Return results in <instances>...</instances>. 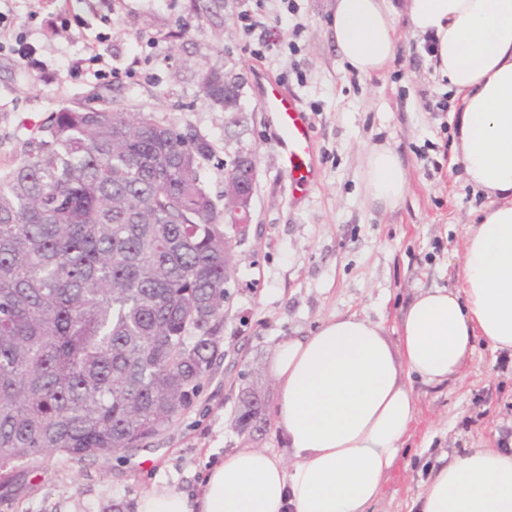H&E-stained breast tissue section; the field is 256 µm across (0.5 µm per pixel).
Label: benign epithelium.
Instances as JSON below:
<instances>
[{"instance_id": "1", "label": "benign epithelium", "mask_w": 512, "mask_h": 512, "mask_svg": "<svg viewBox=\"0 0 512 512\" xmlns=\"http://www.w3.org/2000/svg\"><path fill=\"white\" fill-rule=\"evenodd\" d=\"M219 84L224 88L219 105L226 112H234L240 106V86L226 75H218ZM234 176L224 179V241L236 242L246 233L250 220V205L257 177L253 156L239 153L230 162Z\"/></svg>"}]
</instances>
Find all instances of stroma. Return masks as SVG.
I'll return each instance as SVG.
<instances>
[{"label": "stroma", "instance_id": "obj_1", "mask_svg": "<svg viewBox=\"0 0 512 512\" xmlns=\"http://www.w3.org/2000/svg\"><path fill=\"white\" fill-rule=\"evenodd\" d=\"M285 44L253 55L256 37L239 27L242 7ZM333 0H69L71 29L54 28L43 0H0L26 26L47 74L85 57V44L110 34L112 81L89 74L37 83L0 57V172L16 164L39 128L62 108L116 104L153 114L205 137L212 155L203 181L224 202V165L252 153L257 180L251 220L233 249L221 349L193 405L126 461L59 457L28 467L19 487L0 485V512H134L155 483L197 492L207 465L241 448L283 455L269 362L285 339L311 334L325 319L356 313L395 337L399 315L420 290L459 285L463 227L485 202L452 159L458 102L434 77L421 37L398 23L395 57L383 73L360 77L340 58L330 27ZM241 84L240 107L227 112L203 98L204 73ZM275 78L312 126L317 176L294 187L280 161L277 132L260 95ZM386 144L406 172L395 207L364 192L366 153ZM417 417L373 512H410L440 452L499 447L512 436V355L477 342L466 376L414 386ZM261 411L237 426L246 395Z\"/></svg>", "mask_w": 512, "mask_h": 512}]
</instances>
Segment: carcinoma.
I'll use <instances>...</instances> for the list:
<instances>
[{"label": "carcinoma", "mask_w": 512, "mask_h": 512, "mask_svg": "<svg viewBox=\"0 0 512 512\" xmlns=\"http://www.w3.org/2000/svg\"><path fill=\"white\" fill-rule=\"evenodd\" d=\"M151 118L63 108L0 173L3 476L128 452L212 375L233 262L207 147Z\"/></svg>", "instance_id": "obj_1"}]
</instances>
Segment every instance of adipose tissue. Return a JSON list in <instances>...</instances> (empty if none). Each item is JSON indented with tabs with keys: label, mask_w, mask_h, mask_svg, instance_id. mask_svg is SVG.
I'll return each mask as SVG.
<instances>
[{
	"label": "adipose tissue",
	"mask_w": 512,
	"mask_h": 512,
	"mask_svg": "<svg viewBox=\"0 0 512 512\" xmlns=\"http://www.w3.org/2000/svg\"><path fill=\"white\" fill-rule=\"evenodd\" d=\"M402 16L430 40L429 65L460 101L455 157L489 200L463 229L460 286L415 296L393 341L350 314L282 342L270 373L287 457L240 449L208 468L195 496L154 484L136 512H370L414 420V382L463 378L480 337L512 353V0H335L338 54L358 75L385 70ZM364 187L372 202L402 200L391 148L367 154ZM414 506L512 512V448L439 455Z\"/></svg>",
	"instance_id": "1"
}]
</instances>
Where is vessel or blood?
Wrapping results in <instances>:
<instances>
[{"label": "vessel or blood", "mask_w": 512, "mask_h": 512, "mask_svg": "<svg viewBox=\"0 0 512 512\" xmlns=\"http://www.w3.org/2000/svg\"><path fill=\"white\" fill-rule=\"evenodd\" d=\"M262 106L277 130V146L289 180L297 186L310 184L316 173L315 146L306 113L293 95L275 80L264 84Z\"/></svg>", "instance_id": "1"}]
</instances>
